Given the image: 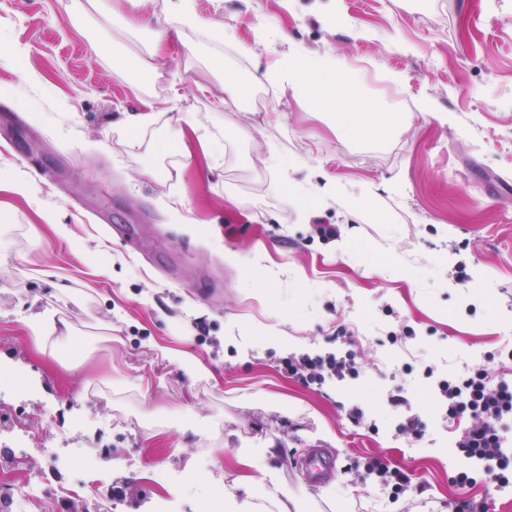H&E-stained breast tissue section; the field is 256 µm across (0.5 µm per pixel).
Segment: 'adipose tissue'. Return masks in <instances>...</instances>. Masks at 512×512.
Wrapping results in <instances>:
<instances>
[{"label": "adipose tissue", "instance_id": "obj_1", "mask_svg": "<svg viewBox=\"0 0 512 512\" xmlns=\"http://www.w3.org/2000/svg\"><path fill=\"white\" fill-rule=\"evenodd\" d=\"M135 11L125 19L128 29L139 30L154 27V38L150 44L152 58H160L168 51L172 34L184 30H205L216 39L227 40L223 28L212 21L201 18L192 0H172L168 13L157 17L149 11L150 0H131ZM346 64L340 59H312L300 53L289 54L281 62L269 65L263 73L266 83L281 91H289L309 98L317 109L327 111L337 131L348 137L380 138L389 133L397 114L381 118L366 100L359 95L357 87L342 80Z\"/></svg>", "mask_w": 512, "mask_h": 512}]
</instances>
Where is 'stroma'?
<instances>
[{"mask_svg": "<svg viewBox=\"0 0 512 512\" xmlns=\"http://www.w3.org/2000/svg\"><path fill=\"white\" fill-rule=\"evenodd\" d=\"M65 2L0 0V175L32 180L55 217L0 191V469L18 423L35 429L28 468L48 494L31 512H99L68 465L84 452L120 512H203L219 490L243 500L277 484L296 499L271 512H450L464 495L512 512V489L458 454L468 422L448 425L423 375L484 365L512 379V0H194L252 56L187 31L193 54L170 52L151 86L112 72L111 51L149 56V35L120 25L128 0L78 15ZM89 27L110 52L90 48ZM292 50L344 60L366 101L406 121L371 143L290 93L213 111L229 69L259 84ZM423 102L447 122L424 120ZM133 110L158 120L128 131ZM187 113L221 143L214 161L178 136ZM272 145L300 162L305 211L289 206ZM328 174L379 186L377 216L321 204ZM179 193L192 227L166 207ZM47 317L71 327L51 336L52 358L32 330ZM342 330L356 378L307 387L280 370L288 354L335 350ZM397 390L426 424L418 440L396 430ZM306 448L336 453V481L304 479L292 454ZM370 457L409 488L365 478Z\"/></svg>", "mask_w": 512, "mask_h": 512, "instance_id": "1", "label": "stroma"}]
</instances>
